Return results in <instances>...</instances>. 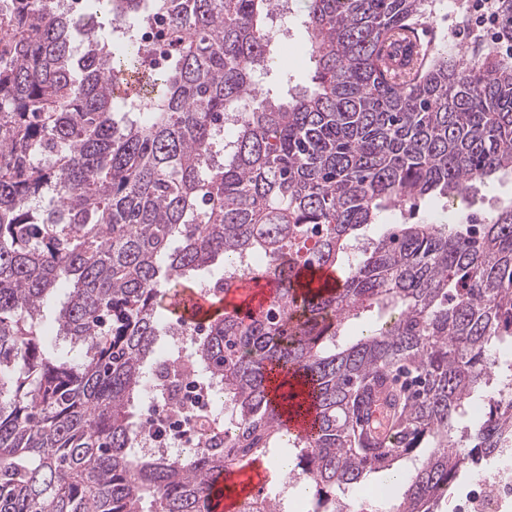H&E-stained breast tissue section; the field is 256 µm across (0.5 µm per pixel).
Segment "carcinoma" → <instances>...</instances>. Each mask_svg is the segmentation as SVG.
<instances>
[{
  "label": "carcinoma",
  "mask_w": 512,
  "mask_h": 512,
  "mask_svg": "<svg viewBox=\"0 0 512 512\" xmlns=\"http://www.w3.org/2000/svg\"><path fill=\"white\" fill-rule=\"evenodd\" d=\"M276 0H87L71 47L58 0H0V512H206L230 466L295 450L313 497L407 472L393 512H438L449 478L512 442L488 395L493 339L512 342V200L482 221L391 224L424 198L474 203L512 174V64L413 39L429 0H307L315 88L263 98ZM164 12L174 54L146 68L137 28ZM145 75L119 95L128 74ZM239 117L231 145L220 117ZM262 255L274 299L207 323L191 355L236 425L202 419L201 447L142 454L134 405L167 323L158 305L220 261ZM342 271L338 285L304 269ZM67 291L43 324L49 294ZM377 312L374 320L364 317ZM363 321L360 335L347 327ZM415 380L387 449L357 434L373 375ZM307 392L317 432L288 436L270 394ZM484 399L485 419L460 420ZM149 509H144V503Z\"/></svg>",
  "instance_id": "carcinoma-1"
}]
</instances>
